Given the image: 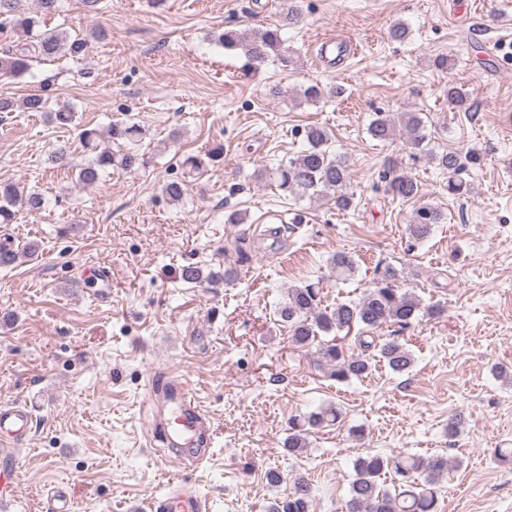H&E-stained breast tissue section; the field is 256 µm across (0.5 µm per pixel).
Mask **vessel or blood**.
Here are the masks:
<instances>
[{
	"instance_id": "vessel-or-blood-1",
	"label": "vessel or blood",
	"mask_w": 512,
	"mask_h": 512,
	"mask_svg": "<svg viewBox=\"0 0 512 512\" xmlns=\"http://www.w3.org/2000/svg\"><path fill=\"white\" fill-rule=\"evenodd\" d=\"M151 391L162 395L170 408L168 425L175 437L185 445L208 447L211 435L205 424V413L184 382L171 378L166 369H158ZM34 406L22 400L0 405V453L9 454L13 440L28 433ZM160 512H204L205 500L195 484L186 478L172 482L159 505Z\"/></svg>"
}]
</instances>
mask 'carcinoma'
I'll return each instance as SVG.
<instances>
[{
    "mask_svg": "<svg viewBox=\"0 0 512 512\" xmlns=\"http://www.w3.org/2000/svg\"><path fill=\"white\" fill-rule=\"evenodd\" d=\"M58 0H37V7L28 10L23 0H0V29H9L25 36L16 44L0 50V77L19 79L24 77L35 59H47L66 49L73 56L82 53L88 38H70L65 31L40 30L47 17L57 9ZM216 45L236 51L245 59L244 75L258 72L270 62L288 64L289 47L282 38L281 29L252 28L238 30L228 28L213 35ZM25 112H44L62 126L75 123L72 107L60 106L52 111L47 99L33 93L18 101L12 96L0 94V114L17 109ZM425 124L418 112H379L369 124V133L378 141L392 140L397 134L406 136L410 158L422 159L448 174V193L464 196L470 192V184L461 178L465 164L455 151L434 153L423 147L426 140ZM145 135V129L137 124L114 122L106 131L82 128L79 140L87 152V162L78 168L77 182L82 185L97 184L110 168L132 171L147 163L135 146ZM328 132L311 127L306 132L308 147L296 157L261 174L267 183L289 193L296 199L313 198L323 193L335 194L336 207L348 210L353 206V195L346 191L348 170L345 164L329 157L325 145ZM385 192L403 201L418 196L419 186L415 178L397 167H389L382 175ZM43 205L42 195L35 191H21L13 184L0 185V224H10L15 217L14 208L20 206L36 212ZM444 220L443 213L430 204L420 205L408 224V233L414 240L428 237L432 228ZM332 272L338 280H347L356 271V261L347 253L336 254L331 261ZM232 271H204L189 264L181 269V279L187 283L201 284L216 279L228 280ZM397 272L386 268L356 301L339 302L331 309L321 308L320 282H310L301 287L288 289L287 298L278 306L275 315L288 327L291 341L302 348L318 346V354L329 376L338 382L351 378H363L371 373L374 363L383 362L394 372L407 371L413 364L412 354L400 341L402 330L411 326L422 312L421 300L412 292L396 285ZM395 327L385 338L376 339L374 332L384 327ZM358 327L360 352L349 354L336 343L328 344L321 335ZM339 408L332 405L320 408L303 420L289 422L286 448L299 452L308 447L310 431L338 422ZM399 478V483L388 490L381 479L388 474ZM448 473V458L433 456L423 458L414 455H369L356 460L354 478L347 501L348 512H437L438 498L435 487ZM268 512H312L309 484L301 477L294 480L293 490L274 501Z\"/></svg>",
    "mask_w": 512,
    "mask_h": 512,
    "instance_id": "1",
    "label": "carcinoma"
}]
</instances>
